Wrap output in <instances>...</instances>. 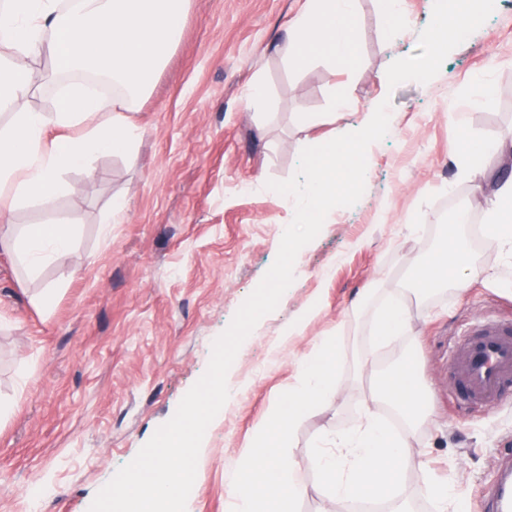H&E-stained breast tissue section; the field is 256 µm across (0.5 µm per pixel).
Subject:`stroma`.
Masks as SVG:
<instances>
[{
	"label": "stroma",
	"mask_w": 512,
	"mask_h": 512,
	"mask_svg": "<svg viewBox=\"0 0 512 512\" xmlns=\"http://www.w3.org/2000/svg\"><path fill=\"white\" fill-rule=\"evenodd\" d=\"M436 0H405L407 16L383 17L357 0L359 35L348 56L284 62L274 52L306 0H189L182 34L137 103L132 152L93 160L92 173L62 172L49 202L17 207L8 224L75 225L72 248L25 279L0 252V512H89L207 369L212 344L273 264L294 216L291 198L266 187L298 170L316 137L356 129L364 109L388 101L394 129L367 151L365 192L326 217L294 264L275 311L243 342L231 366L243 385L210 427L188 512H226L225 477L298 364L323 339L340 354L327 407L305 412L291 433L296 475L308 493L296 512H336L323 496L312 452L325 431L348 430L373 412L404 438L415 459L401 477L411 512H437L428 487L453 481L481 512L480 486L498 454H512V399L485 413L460 408L448 360L459 337L486 316L512 319V265L494 243L474 261L497 275L416 298L417 263L462 210L480 215L474 183L452 160L461 136L512 139V0H489L467 36L435 46ZM434 62L430 83L379 75L405 62ZM50 56L30 59L32 110L48 111L74 81ZM496 87L482 101L476 76ZM262 79L267 97L249 90ZM351 106L335 125L304 129L297 113L323 116L333 97ZM126 204L120 223L113 199ZM54 289L52 304L36 300ZM402 297L410 332L378 343L382 303ZM319 313L279 355L270 343L311 302ZM411 365L426 383L428 419L417 435L371 399L380 369Z\"/></svg>",
	"instance_id": "stroma-1"
}]
</instances>
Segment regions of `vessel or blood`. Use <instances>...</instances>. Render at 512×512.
<instances>
[{
	"instance_id": "1",
	"label": "vessel or blood",
	"mask_w": 512,
	"mask_h": 512,
	"mask_svg": "<svg viewBox=\"0 0 512 512\" xmlns=\"http://www.w3.org/2000/svg\"><path fill=\"white\" fill-rule=\"evenodd\" d=\"M456 397L470 409H487L512 396V322L482 321L460 339L450 356ZM485 512H512V457L484 491Z\"/></svg>"
}]
</instances>
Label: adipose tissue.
<instances>
[{"instance_id":"1","label":"adipose tissue","mask_w":512,"mask_h":512,"mask_svg":"<svg viewBox=\"0 0 512 512\" xmlns=\"http://www.w3.org/2000/svg\"><path fill=\"white\" fill-rule=\"evenodd\" d=\"M60 4L0 0V110L12 114L9 123L0 125L1 217L31 200L52 198L61 187L62 171L89 170L94 156L130 148L137 137L133 105L178 42L187 0H72L65 10ZM476 9V0H444L431 28L433 43L442 47L456 41ZM353 16L354 0H307L276 51L295 62L314 51L345 56ZM44 51L69 72L111 74L120 93L106 101L77 86L51 111L29 110L25 61ZM489 154L512 158V142L475 141L454 152L459 174L479 184L483 222L492 242L508 246L512 259V174L485 179L482 159ZM73 239L72 223L36 224L0 233V247L17 252L27 277L36 279L69 251ZM483 274L464 245L443 241L419 265L417 282L431 291ZM336 362L335 348L323 342L300 364L295 383L257 428L242 470L229 478L227 512H294L307 488L296 478L285 439L311 405L327 404L335 390ZM375 399L394 408L411 428L427 416L422 384L405 366L379 375ZM330 442L331 450L314 455L327 498L339 503L361 497L390 500L392 512H408L399 481L413 460L403 440L368 412Z\"/></svg>"}]
</instances>
